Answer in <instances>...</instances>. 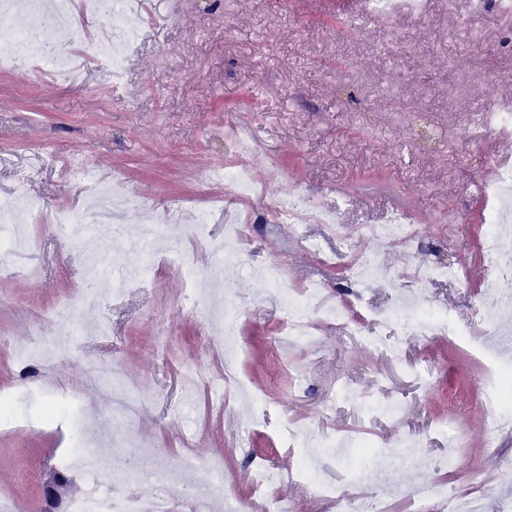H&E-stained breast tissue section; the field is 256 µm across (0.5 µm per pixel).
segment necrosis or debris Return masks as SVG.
Returning a JSON list of instances; mask_svg holds the SVG:
<instances>
[{
    "label": "necrosis or debris",
    "mask_w": 512,
    "mask_h": 512,
    "mask_svg": "<svg viewBox=\"0 0 512 512\" xmlns=\"http://www.w3.org/2000/svg\"><path fill=\"white\" fill-rule=\"evenodd\" d=\"M98 18L106 28L104 39H86L80 29L67 24L66 16L73 9ZM0 12L14 13L15 26L0 31V45L21 40L29 44L35 57L44 63H59V55L46 51L45 43L37 28L28 26L25 14L20 11L19 0H0ZM43 22L55 30L59 41L84 46V54L91 60H106L111 76L122 74L129 46L140 34V16L129 13L126 0H52L50 8L42 16ZM483 193L491 205L488 210V224L481 239V248L488 256L492 274L485 280L482 290V307L476 312L474 321L466 326L457 325L446 310L431 302L424 288L425 283L437 280H460L465 273L453 263H433L418 274L422 286L413 290H395L390 306L369 309V324L349 320L341 305L328 303L324 289L313 284L303 292L289 288L280 268L262 270L270 287V297L281 309L282 329L285 336L295 341L308 342L312 339L314 319L336 323L345 328L348 335L364 346L374 347L398 356L399 341L385 335L388 327L401 332H417L423 335L447 336L469 349L482 362L489 379L483 391V402L490 414V435H497L512 417V259L501 253L497 236L504 222L512 219V164L500 163L495 178L488 183ZM273 217L277 222L296 224L312 217L321 224L335 223L333 214L321 209L310 196L300 194L280 198L273 202ZM123 221V212L117 207L86 206L78 211H60L52 218L58 232L74 242H85L97 225ZM90 275L95 282L94 289L79 290L57 304L50 314V327L55 332L75 331L80 316L89 307L101 304L97 289L99 282L112 285L113 296H120L129 284L125 270L119 269L102 253L90 257ZM187 288L182 304L188 311L206 310L213 320L224 324V366L234 371L240 350L232 339L237 320L238 299L232 289H225L223 296L208 293L210 279L199 275L191 266H184ZM83 380L86 385L99 389L117 416L134 419L144 400L143 395L128 385L117 369L97 363L87 364ZM326 456L336 459L349 467L359 482L372 488V495L349 502L343 501L338 488L328 485L321 477L319 463L300 455L294 469L288 472V482L311 488L324 500L333 505L345 506L347 512H378L382 493L390 492L386 478L370 464L373 454L371 444L348 442L342 439L324 440ZM399 454L403 461L402 488L420 503L438 499L442 512H483L480 498L458 492L456 489L423 482L419 473L423 470H439L449 464L448 458H436L425 452L420 442L401 445ZM112 456V441L106 435H98L92 448H79L71 456L72 462L81 463L84 468L96 470V479L102 486L111 488L108 496L77 498L69 502L67 512H166L164 486L167 473L155 463L142 459L138 462L136 474H112L107 463ZM152 483L154 495L144 499L127 493V486L134 479Z\"/></svg>",
    "instance_id": "necrosis-or-debris-1"
}]
</instances>
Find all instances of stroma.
<instances>
[{
  "mask_svg": "<svg viewBox=\"0 0 512 512\" xmlns=\"http://www.w3.org/2000/svg\"><path fill=\"white\" fill-rule=\"evenodd\" d=\"M143 16L142 37L130 47L121 79L106 81L95 64L72 85L0 70V195L11 196L34 236L25 254L0 256V390L37 379V372L15 364L14 349L37 340L46 310L86 281V250L57 234L52 215L84 206L101 177L142 201V209L126 212L128 224L140 223L147 211L163 223L210 198V234L220 239L225 212L240 214L249 240L237 261L217 264L208 243L189 238L183 265L233 285L241 305L237 373L268 405L245 416L230 394L220 405L204 388L185 397L187 368H220L221 338L206 316L183 308L182 265L158 255L150 277L84 313L81 335L54 336L57 360L48 376L55 389L27 411H45L66 392L81 405V427L57 419L0 430V496L23 512H40L38 474L60 468L99 427L116 440L135 437L167 470L179 469L190 452L223 454V478L201 467L194 481L218 498L246 504L252 457L288 471L299 451L319 455L326 437L369 438L380 445L376 467L395 474L393 451L403 439L441 453L451 445L438 429L448 423L456 462L425 472L424 480L475 493L485 512H503L512 501V478L496 474L494 453L484 445L487 374L478 359L449 338L407 333L394 360L328 321L317 322L316 343L277 350L280 312L257 273L280 266L293 288L317 281L328 301L351 307L358 286L345 278L339 251L347 244L380 254L389 268L388 277L366 286L379 307L390 302L393 287H417L421 268L454 261L465 280L430 283V297L457 323H471L490 266L479 247L486 206L478 187L488 153L512 154V143L496 131L473 125L492 101L512 113V49L503 43L497 6L473 14L468 0H429L424 17L390 20L365 15L363 0H191L187 6L147 0ZM391 28L424 40L417 50L387 55ZM235 128L249 131V173L255 184L272 185V197L235 198L214 180V172L237 159L227 137ZM71 158L93 179L68 174L64 163ZM296 193L336 215L334 232L302 226L315 242L311 248L293 246L285 224L268 214L273 196ZM395 213L416 225L419 241L391 246L364 236L365 225ZM104 318L111 329L101 334L95 327ZM423 360L437 377L428 392L410 375ZM88 361L122 364L146 396L134 421L114 415L84 384ZM344 381L359 398L401 400V420L372 421L357 405L337 401ZM300 424L309 437L303 449L285 435Z\"/></svg>",
  "mask_w": 512,
  "mask_h": 512,
  "instance_id": "35a3bbf8",
  "label": "stroma"
}]
</instances>
